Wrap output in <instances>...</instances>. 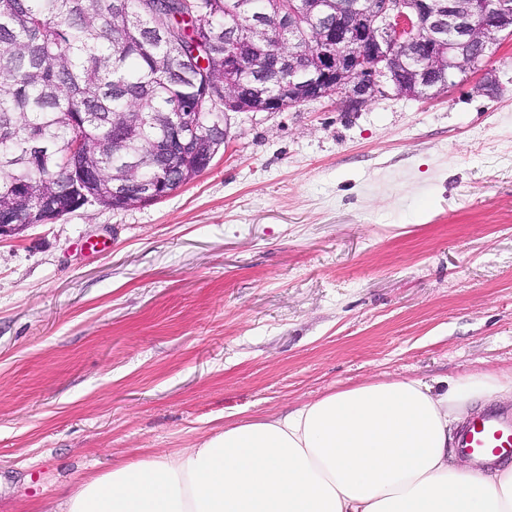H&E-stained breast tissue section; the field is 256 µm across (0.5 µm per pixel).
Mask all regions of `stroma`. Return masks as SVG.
<instances>
[{
	"mask_svg": "<svg viewBox=\"0 0 512 512\" xmlns=\"http://www.w3.org/2000/svg\"><path fill=\"white\" fill-rule=\"evenodd\" d=\"M484 69L227 113L169 197L0 241V512L368 380L511 377L512 36Z\"/></svg>",
	"mask_w": 512,
	"mask_h": 512,
	"instance_id": "obj_1",
	"label": "stroma"
}]
</instances>
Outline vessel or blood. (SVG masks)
<instances>
[{
    "instance_id": "vessel-or-blood-1",
    "label": "vessel or blood",
    "mask_w": 512,
    "mask_h": 512,
    "mask_svg": "<svg viewBox=\"0 0 512 512\" xmlns=\"http://www.w3.org/2000/svg\"><path fill=\"white\" fill-rule=\"evenodd\" d=\"M457 442L459 451L480 469L512 459V415L475 413L459 429Z\"/></svg>"
}]
</instances>
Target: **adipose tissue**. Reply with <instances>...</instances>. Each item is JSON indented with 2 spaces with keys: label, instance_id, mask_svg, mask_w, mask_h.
I'll return each instance as SVG.
<instances>
[{
  "label": "adipose tissue",
  "instance_id": "1",
  "mask_svg": "<svg viewBox=\"0 0 512 512\" xmlns=\"http://www.w3.org/2000/svg\"><path fill=\"white\" fill-rule=\"evenodd\" d=\"M505 389L491 373L364 382L91 476L61 512H512V464L477 473L448 454Z\"/></svg>",
  "mask_w": 512,
  "mask_h": 512
}]
</instances>
